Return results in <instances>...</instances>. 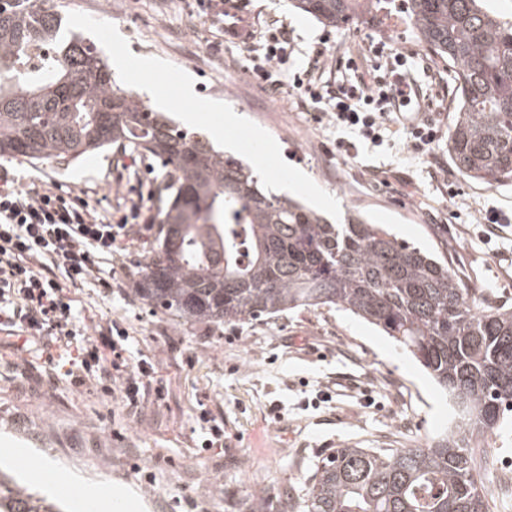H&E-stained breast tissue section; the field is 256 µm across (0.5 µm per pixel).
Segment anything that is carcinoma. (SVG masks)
Segmentation results:
<instances>
[{"mask_svg":"<svg viewBox=\"0 0 512 512\" xmlns=\"http://www.w3.org/2000/svg\"><path fill=\"white\" fill-rule=\"evenodd\" d=\"M342 28L379 0H290ZM419 43L448 64L457 99L448 152L460 173L512 186V21L483 0H407ZM116 145L164 168L155 245L135 296L184 323L238 325L337 308L401 344L448 398L450 426L403 448H338L318 462L301 512H491L486 438L512 412V310L437 254L356 211L344 222L265 189L225 154L112 82L100 51L65 38L43 0L0 10V159L61 166ZM0 512H56L0 477Z\"/></svg>","mask_w":512,"mask_h":512,"instance_id":"carcinoma-1","label":"carcinoma"}]
</instances>
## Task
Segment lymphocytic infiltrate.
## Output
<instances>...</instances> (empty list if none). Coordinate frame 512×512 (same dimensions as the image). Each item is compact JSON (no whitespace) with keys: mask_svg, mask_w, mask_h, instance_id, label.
Returning <instances> with one entry per match:
<instances>
[{"mask_svg":"<svg viewBox=\"0 0 512 512\" xmlns=\"http://www.w3.org/2000/svg\"><path fill=\"white\" fill-rule=\"evenodd\" d=\"M288 45L287 28L269 32L253 58L252 72L273 93L287 89L301 100L324 103L328 123L354 136L350 142L337 139L338 152L350 153L357 140L376 146L385 135L401 132L414 153L429 157L444 139L441 124L430 118L398 124L393 105L412 98L406 54L369 46L381 62L383 78L373 85L359 79L328 91L311 70L289 68ZM141 219L140 204H131L116 224L111 213L57 185L17 187L8 168L0 167V348L20 355L40 352L49 366L58 348H75L78 364L67 372L71 385L100 389L132 417L151 402L153 368L128 366L123 357L127 331L117 321L85 331L67 291L88 285L111 289L112 274L105 266L120 259Z\"/></svg>","mask_w":512,"mask_h":512,"instance_id":"f902f5d3","label":"lymphocytic infiltrate"}]
</instances>
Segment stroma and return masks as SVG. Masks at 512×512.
<instances>
[{
  "instance_id": "obj_1",
  "label": "stroma",
  "mask_w": 512,
  "mask_h": 512,
  "mask_svg": "<svg viewBox=\"0 0 512 512\" xmlns=\"http://www.w3.org/2000/svg\"><path fill=\"white\" fill-rule=\"evenodd\" d=\"M253 34L287 27L290 60L305 66L316 50L327 64L316 73L335 86L339 60L384 40L414 52V78L428 117L451 123L452 84L445 64L419 48L411 27L380 38L368 20L326 28L289 0H235ZM112 22L131 52L166 60L194 80L195 94L229 104L273 134L285 161L399 238L447 257L476 290L481 307H512V228L491 243L479 239L476 217L489 207L512 210V187L492 188L457 172L446 145L433 161L409 152L405 139L336 152L335 128L315 120L317 107L287 93L271 97L252 74L248 46L223 38L204 22L196 0H48ZM18 187L42 180L83 196L120 217L140 199L155 214L159 162L121 147L67 166L10 160ZM386 169L371 178V167ZM456 196H449V189ZM153 230L132 235L112 291L83 288L72 297L86 325L118 321L131 362L154 364L160 394L141 418L116 411L111 398L70 384L65 372L76 350L56 353V381H38V354L0 350V463L27 488L46 459L88 483L110 484L132 496L131 512H251L260 492L266 512H293L317 463L336 448H399L425 438L448 418V406L423 369L392 339L337 309H298L264 321L221 328L189 325L151 311L133 293L135 273L153 247ZM331 401H322L324 391ZM224 428L223 449L204 448L210 421ZM154 474L147 482L146 474Z\"/></svg>"
}]
</instances>
